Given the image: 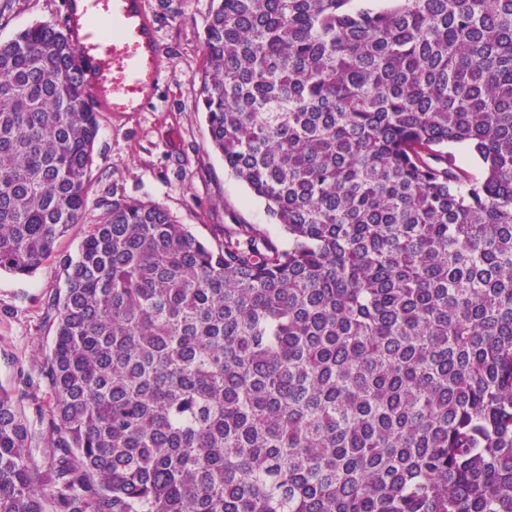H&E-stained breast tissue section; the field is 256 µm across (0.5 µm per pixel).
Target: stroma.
Wrapping results in <instances>:
<instances>
[{
	"instance_id": "stroma-1",
	"label": "stroma",
	"mask_w": 512,
	"mask_h": 512,
	"mask_svg": "<svg viewBox=\"0 0 512 512\" xmlns=\"http://www.w3.org/2000/svg\"><path fill=\"white\" fill-rule=\"evenodd\" d=\"M71 0H0V41L36 22L64 27ZM161 47L162 75L134 112L99 110L92 179L96 193L117 194L163 205L196 236L209 243L249 226L287 245L264 202L224 167L212 150L203 113L194 109L204 66L203 31L211 0H144ZM64 288L57 260L34 276L0 273V387L36 388L52 333L44 323L47 302Z\"/></svg>"
}]
</instances>
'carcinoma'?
<instances>
[{"label": "carcinoma", "mask_w": 512, "mask_h": 512, "mask_svg": "<svg viewBox=\"0 0 512 512\" xmlns=\"http://www.w3.org/2000/svg\"><path fill=\"white\" fill-rule=\"evenodd\" d=\"M203 49L210 145L285 247L91 200L74 43L0 41V272L65 284L51 491L0 388V512H512V0H212Z\"/></svg>", "instance_id": "carcinoma-1"}]
</instances>
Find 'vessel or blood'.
<instances>
[{"label":"vessel or blood","instance_id":"1","mask_svg":"<svg viewBox=\"0 0 512 512\" xmlns=\"http://www.w3.org/2000/svg\"><path fill=\"white\" fill-rule=\"evenodd\" d=\"M68 27L90 90L110 112L138 110L155 86L160 49L139 0H78Z\"/></svg>","mask_w":512,"mask_h":512}]
</instances>
